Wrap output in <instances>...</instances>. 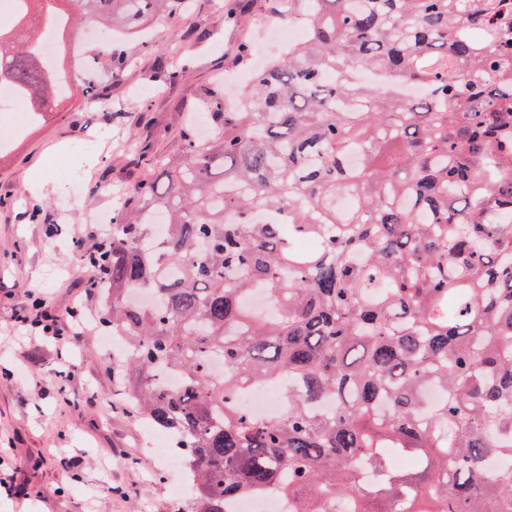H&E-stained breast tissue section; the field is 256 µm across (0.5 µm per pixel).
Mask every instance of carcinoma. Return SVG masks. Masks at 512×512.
I'll list each match as a JSON object with an SVG mask.
<instances>
[{"label":"carcinoma","instance_id":"carcinoma-1","mask_svg":"<svg viewBox=\"0 0 512 512\" xmlns=\"http://www.w3.org/2000/svg\"><path fill=\"white\" fill-rule=\"evenodd\" d=\"M14 2L0 85L33 122L104 95L97 70L66 65L78 21L136 36L191 4ZM301 4L309 35L251 67L234 106L202 90L212 136L188 127L125 189L95 268L99 323L126 347L112 406L173 437L184 512L268 489L296 512H512V0H288V14ZM136 49L93 59L119 79ZM367 69L385 81L361 82ZM256 292L273 314L249 307ZM267 382L282 419L235 404ZM391 452L421 468L391 470Z\"/></svg>","mask_w":512,"mask_h":512}]
</instances>
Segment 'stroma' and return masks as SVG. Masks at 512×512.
Returning a JSON list of instances; mask_svg holds the SVG:
<instances>
[{
  "label": "stroma",
  "instance_id": "35a3bbf8",
  "mask_svg": "<svg viewBox=\"0 0 512 512\" xmlns=\"http://www.w3.org/2000/svg\"><path fill=\"white\" fill-rule=\"evenodd\" d=\"M229 2L194 0L176 24L154 19L106 99L64 103L0 157V512H176L182 465L153 453L144 426L108 406L112 375L99 331L60 354L50 339L15 330L13 319L33 291L69 322L75 230L93 215H117L125 184L147 175L151 160L177 154L197 89L218 82L234 96L248 70L231 48L247 42L257 59L273 49L278 0H251L243 25L226 21ZM158 63L187 75L156 85L149 76ZM34 178L62 189L32 196ZM70 360L76 369L60 378ZM30 368L41 384L27 382Z\"/></svg>",
  "mask_w": 512,
  "mask_h": 512
}]
</instances>
